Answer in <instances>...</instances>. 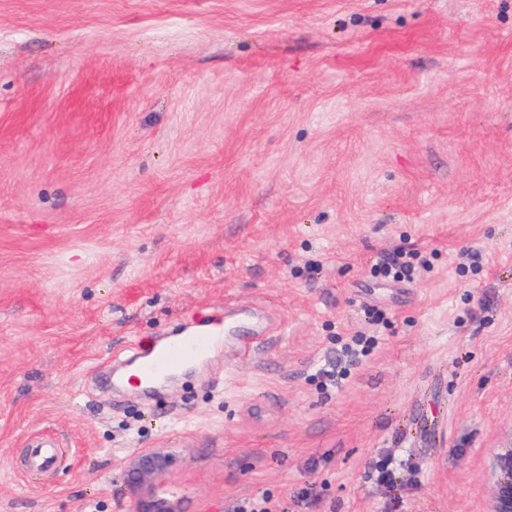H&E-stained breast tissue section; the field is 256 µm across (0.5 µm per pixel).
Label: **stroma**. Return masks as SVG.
Listing matches in <instances>:
<instances>
[{
	"mask_svg": "<svg viewBox=\"0 0 512 512\" xmlns=\"http://www.w3.org/2000/svg\"><path fill=\"white\" fill-rule=\"evenodd\" d=\"M505 448L512 0H0V512H133L148 449L177 512H487ZM186 331L169 338L151 356L140 362V381L150 383L160 376L180 372L193 360L205 356L220 336V333L209 330Z\"/></svg>",
	"mask_w": 512,
	"mask_h": 512,
	"instance_id": "stroma-1",
	"label": "stroma"
}]
</instances>
